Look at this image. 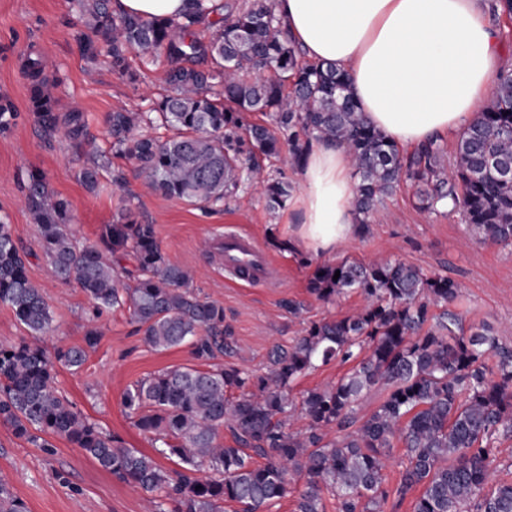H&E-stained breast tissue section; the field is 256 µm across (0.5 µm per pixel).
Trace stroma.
Segmentation results:
<instances>
[{
  "label": "stroma",
  "mask_w": 512,
  "mask_h": 512,
  "mask_svg": "<svg viewBox=\"0 0 512 512\" xmlns=\"http://www.w3.org/2000/svg\"><path fill=\"white\" fill-rule=\"evenodd\" d=\"M89 33L76 0H0V105L12 114L0 126V219L10 224L28 276L50 306L53 344L79 345L89 330L99 332L98 345L80 368H58L56 386L75 410L123 446L154 452L150 438L125 412V390L150 374L195 359L186 345L163 352L147 347L126 309L93 317V303L77 282L55 278L39 246V228L23 204L33 169L43 171L50 190L70 202L69 231L79 244H99L103 226L125 210L138 223L154 225L165 257L192 273L195 293L223 307L224 325L237 344L236 363L256 371H264L275 345L302 335L310 322L361 307L358 294L325 303L308 289L318 266L344 261L401 260L425 273L457 279L462 293L456 308L467 324L486 326L501 344L512 346V247L479 241L459 214L419 209L413 187L401 186L385 198L367 231L330 254L275 248L273 239L285 240L291 233L288 211H270L254 187L243 186L208 212L148 189L133 162L112 150L106 117L119 109L149 112L167 89V60L129 54V66L138 75L137 82H129L113 73L107 55H82L79 42ZM32 53L43 61L59 114L74 108L83 112L94 154L76 149L65 127L45 130L31 111L23 66ZM92 161L99 165V179L91 190L79 175ZM118 175L124 178L120 187L113 182ZM240 230L258 239L276 270L274 280L248 285L225 277L218 241L224 232ZM292 302L303 304L302 317L289 314ZM48 442V447H37L0 424V483L26 512H150L148 494L102 469L66 439L52 436Z\"/></svg>",
  "instance_id": "35a3bbf8"
}]
</instances>
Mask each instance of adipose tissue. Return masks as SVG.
<instances>
[{"mask_svg": "<svg viewBox=\"0 0 512 512\" xmlns=\"http://www.w3.org/2000/svg\"><path fill=\"white\" fill-rule=\"evenodd\" d=\"M289 39L333 62L366 120L399 147L462 131L501 71L491 0H275ZM354 176L343 148L312 142L290 242L332 253L357 230Z\"/></svg>", "mask_w": 512, "mask_h": 512, "instance_id": "ef3b65f1", "label": "adipose tissue"}]
</instances>
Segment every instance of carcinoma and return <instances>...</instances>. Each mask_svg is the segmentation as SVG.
I'll return each mask as SVG.
<instances>
[{
	"label": "carcinoma",
	"mask_w": 512,
	"mask_h": 512,
	"mask_svg": "<svg viewBox=\"0 0 512 512\" xmlns=\"http://www.w3.org/2000/svg\"><path fill=\"white\" fill-rule=\"evenodd\" d=\"M92 35L83 55L107 49L112 72L130 82L127 53L164 54L170 93L152 112L177 130L167 139L136 133L144 116H108L112 149L133 160L151 189L206 211L255 170L259 156L288 148L301 166L313 139L345 148L355 168L354 211L359 229L400 183L410 182L418 206L437 211L451 202L477 236L512 244V71L502 73L494 99L459 134L453 167L441 163L440 141L403 156L365 119L345 73L312 63L286 37L275 0H186L177 18L115 13L110 0H79ZM212 29L200 35L198 27ZM271 70L274 76L262 73ZM31 109L50 131L56 101L39 61L30 59ZM268 113V125L246 120ZM67 136L82 146V112L65 119ZM269 209L285 206L293 185L284 177L261 185ZM26 209L40 229V247L56 277L75 280L100 314L128 309L143 342L155 350L189 344L201 366H175L129 386L122 398L134 426L154 441L146 455L104 432L76 411L55 386L61 365L78 368L99 340L46 348L25 340L0 346V423L40 448L39 431L62 437L118 479L157 494V512H265L302 482L296 512H324V495L338 512H384L386 461L392 441L406 463L396 494L417 490L414 512H512V482L489 484L508 467L497 448L512 439V348L483 326L464 327L450 309L462 285L403 262H342L317 268L309 291L317 299L354 292L355 314L310 323L304 334L268 355L257 375L217 362L236 354L224 331V308L191 289L192 276L168 262L154 225L125 217L102 230L106 249L78 246L68 231L70 203L49 190L38 169L28 174ZM130 257L135 269L119 283L112 257ZM339 278H334L335 272ZM0 304L34 339L51 332L49 307L0 220ZM332 360L353 363L333 384L290 398L298 377ZM376 388L382 402L358 417L357 402ZM226 430L232 444L216 443ZM166 459L174 467L163 466ZM0 512H24L0 484Z\"/></svg>",
	"instance_id": "carcinoma-1"
}]
</instances>
